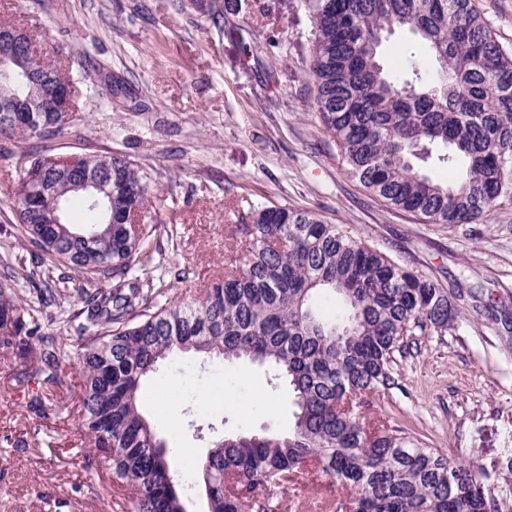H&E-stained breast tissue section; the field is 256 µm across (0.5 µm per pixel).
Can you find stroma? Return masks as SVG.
Masks as SVG:
<instances>
[{
	"label": "stroma",
	"mask_w": 512,
	"mask_h": 512,
	"mask_svg": "<svg viewBox=\"0 0 512 512\" xmlns=\"http://www.w3.org/2000/svg\"><path fill=\"white\" fill-rule=\"evenodd\" d=\"M27 26L41 57L65 50L72 75L97 88L82 95L79 121L48 140L0 136V241L32 261L11 202L29 154L125 155L149 173L147 224L179 228L164 263L185 265V299L223 277L245 237L250 205L312 210L348 236L436 278L458 319L442 335L416 337L398 360L400 386L364 408L428 447L471 467L512 512V203L479 224H423L389 208L344 170L311 109L306 70L311 19L302 0H0V21ZM393 73L418 60L401 31L381 46ZM111 96H103L106 83ZM482 294L474 308L470 292ZM62 387L37 415L41 386L0 352V512H126L101 455L88 447L76 412L79 371L64 357ZM140 405L179 478L195 482L210 424L232 432L287 430V386L264 367L194 354L163 361L141 385ZM203 434H196V427Z\"/></svg>",
	"instance_id": "1"
}]
</instances>
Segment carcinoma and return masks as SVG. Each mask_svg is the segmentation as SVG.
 Listing matches in <instances>:
<instances>
[{
    "label": "carcinoma",
    "mask_w": 512,
    "mask_h": 512,
    "mask_svg": "<svg viewBox=\"0 0 512 512\" xmlns=\"http://www.w3.org/2000/svg\"><path fill=\"white\" fill-rule=\"evenodd\" d=\"M312 21V108L336 143L347 174L391 208L426 224H477L512 202V50L503 47L475 0H304ZM405 30L433 61L400 76L383 66L384 35ZM75 112L0 111V135L50 139ZM429 163L458 169L441 183ZM46 189L68 201L81 173L112 175L114 206L87 200L91 220L51 223V196L13 199L21 233L41 250L26 266L4 264L0 349L48 388L61 385L60 337L43 307L59 305L54 271L72 285L83 321L73 327L81 376L77 409L91 446L110 462L109 479L130 494V512H187L185 488L140 408V386L160 361L196 352L269 368L286 380L294 422L284 432L228 433L199 467L207 512H279L304 475L349 491L336 512H496L477 475L378 418L368 398L399 386L396 357L413 337L443 334L457 319L452 295L433 278L358 242L313 211L251 206L245 248L224 277L191 301L168 292L189 278L158 265L156 226L128 224L146 209L148 176L117 154L75 165L47 152L30 161ZM105 283L86 288L82 276Z\"/></svg>",
    "instance_id": "carcinoma-1"
}]
</instances>
